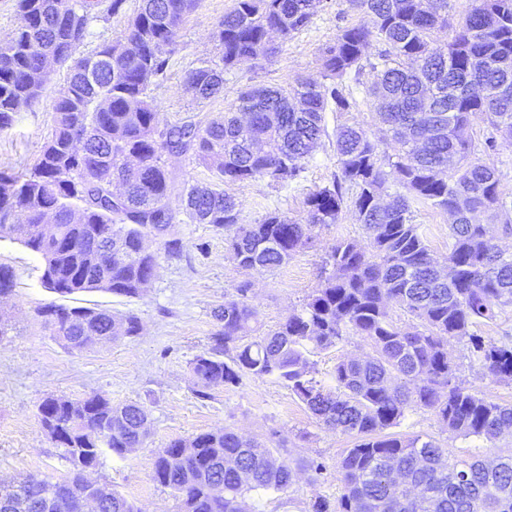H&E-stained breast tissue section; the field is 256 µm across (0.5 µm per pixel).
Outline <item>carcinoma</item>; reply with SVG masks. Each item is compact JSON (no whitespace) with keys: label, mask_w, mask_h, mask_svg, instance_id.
<instances>
[{"label":"carcinoma","mask_w":512,"mask_h":512,"mask_svg":"<svg viewBox=\"0 0 512 512\" xmlns=\"http://www.w3.org/2000/svg\"><path fill=\"white\" fill-rule=\"evenodd\" d=\"M125 0H17L19 23L0 41V132L32 107L52 80L45 60L67 68L55 99L53 130L26 173L0 172V238L40 255L42 284L61 296L102 290L138 297L156 278L159 253L143 242L162 239L178 256L174 193L165 155H191L219 182L265 180L273 188L303 177L306 160L326 135L328 107L347 112L356 101L344 82L376 80L365 98L376 132L336 128L339 174L309 193L307 223L278 210L247 224L241 204L224 190L193 184L180 195L193 224L224 234L238 266L276 269L305 248L313 230L338 221L351 203L367 243L338 240L326 254L323 283L300 309L262 330L244 281L212 309L214 330L191 362L201 400L246 377H273L316 422L354 438L338 472L336 502L318 496L311 512H512V452L492 460H458L430 437L385 434L417 407L465 438L496 440L512 429V404L463 385L448 352L466 342L470 364L512 384V339L493 341L476 328L512 308V254L502 251L476 215L487 212L512 235V203L501 171L475 156L473 122L487 129L484 152L512 138V0H473L452 24L448 0H345L362 23L339 29L321 49L322 79L301 77L279 87H245L233 108L196 114L159 127L152 87L164 81L178 29L202 0H141L123 36L76 55L90 22L116 15ZM327 0H233L215 31L220 62L203 60L185 79L201 103L224 87V72L243 60L274 57ZM451 30L448 42L435 33ZM375 57L365 56L371 42ZM401 139L406 150L387 152ZM423 201L453 217L454 244L439 268L413 222ZM398 305L417 321L411 330L391 315ZM38 314L70 351L136 336L134 315L50 303ZM357 339L363 357L337 359L328 387L317 380V351ZM52 444L74 466L65 478L0 484V512H137L107 483L84 472L109 450L123 457L149 437L140 403L114 404L92 394L45 398L38 407ZM279 440L262 443L224 427L159 449L153 479L170 489L176 512H249L247 494L286 492L303 474L319 475L314 458L292 465Z\"/></svg>","instance_id":"cac0c4a2"}]
</instances>
